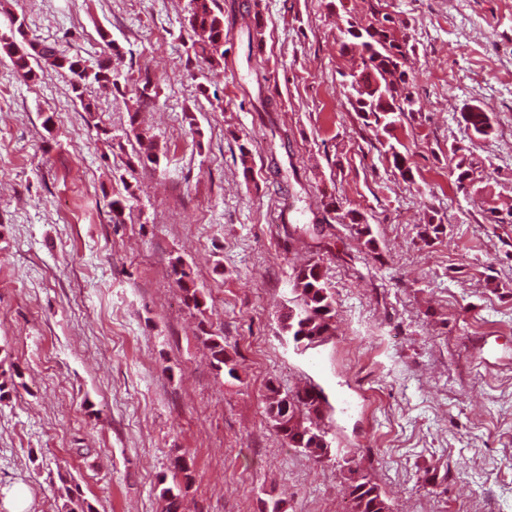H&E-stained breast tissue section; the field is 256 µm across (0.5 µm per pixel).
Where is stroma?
I'll return each mask as SVG.
<instances>
[{
	"instance_id": "1",
	"label": "stroma",
	"mask_w": 512,
	"mask_h": 512,
	"mask_svg": "<svg viewBox=\"0 0 512 512\" xmlns=\"http://www.w3.org/2000/svg\"><path fill=\"white\" fill-rule=\"evenodd\" d=\"M220 2L236 23L207 76L187 61L188 0H0V33L25 19L119 73L117 89H88L86 113L66 78L23 79L0 55V366L15 379L0 398V512H62L64 475L96 512H161L158 479L178 455L194 469L184 512H261L272 497L288 512H348L352 468L394 512H512V0H386L410 47L416 105L394 132L409 181L343 84L353 62L338 25L363 0ZM259 71L288 132L278 175L253 120ZM474 106L488 136L461 119ZM135 110L157 169L132 163ZM326 196L365 217L377 252L324 213ZM432 218L446 230L426 242ZM320 219L329 230L314 231ZM177 259L204 311L184 304ZM308 260L336 317L334 336L303 351L276 315ZM202 322L237 379L216 374ZM306 382L331 406L321 463L264 414L268 384ZM428 469L447 471L443 493L423 485Z\"/></svg>"
}]
</instances>
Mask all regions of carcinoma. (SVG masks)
<instances>
[{
    "label": "carcinoma",
    "mask_w": 512,
    "mask_h": 512,
    "mask_svg": "<svg viewBox=\"0 0 512 512\" xmlns=\"http://www.w3.org/2000/svg\"><path fill=\"white\" fill-rule=\"evenodd\" d=\"M190 16L189 31L195 62L214 72L224 67L226 50L224 44L229 37V25L224 19V7L218 0H188ZM248 29V57L263 46V26L259 18ZM341 52L351 55L356 66L343 74L348 89L349 101L365 122L384 133L390 132L401 122L405 113L412 111L415 99L407 79L409 51L406 40L399 35L395 21L386 12L383 0H367V8L359 15L343 19ZM0 53L10 58L14 69L29 80H39L47 73L63 74L69 78L72 91L86 112L93 111V104L84 98L87 86H117L118 78L112 74L106 60L90 70L81 60L68 55L57 44L38 41L29 36L24 20L15 18L9 26V34L0 35ZM256 112L262 127L269 130L270 156H275L279 135L277 108L272 98L258 87ZM466 125L478 136L489 135L492 126L488 113L472 108L462 113ZM345 218L358 238L365 240L371 250L376 249V240L370 224L355 209L346 212ZM175 283L182 291L188 307L202 311L205 305L203 292L197 288L190 269L181 259L171 264ZM294 297L279 311L278 324L281 334L292 338L297 344L323 342L334 333L336 310L334 298L324 280L321 265L310 261L294 273ZM203 343L209 350L213 368L227 372L232 379H239L237 367L226 350L224 337L211 331L205 322H200ZM328 400L323 390L316 385H305L283 390L272 384L267 387L264 413L271 426L290 448H297L309 459L316 460V452L309 442L314 435H326L325 419L328 418ZM172 484L167 477L158 480L159 499L162 512H179L182 490L193 480V462L184 455L171 461ZM69 503L64 512H95L93 505L81 497L79 488H66ZM350 512H371L370 505L378 503L376 512H392L378 485L362 476L349 486Z\"/></svg>",
    "instance_id": "obj_1"
}]
</instances>
